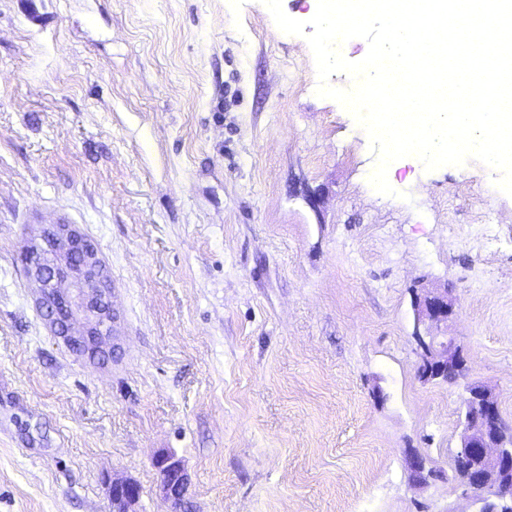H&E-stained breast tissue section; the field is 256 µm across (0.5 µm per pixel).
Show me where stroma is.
Instances as JSON below:
<instances>
[{
    "mask_svg": "<svg viewBox=\"0 0 512 512\" xmlns=\"http://www.w3.org/2000/svg\"><path fill=\"white\" fill-rule=\"evenodd\" d=\"M316 87L261 0H0V512H112V478L169 512L165 450L191 512H477L448 481L461 390L415 376L411 290L452 288L470 378L512 419V196L413 157L377 193ZM60 220L112 278L103 363L20 261ZM154 467L159 471L161 480L159 491L169 503L172 512H182L185 506L187 475L184 464L174 454L162 453L154 459Z\"/></svg>",
    "mask_w": 512,
    "mask_h": 512,
    "instance_id": "1",
    "label": "stroma"
}]
</instances>
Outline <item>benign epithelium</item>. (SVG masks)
<instances>
[{"label":"benign epithelium","mask_w":512,"mask_h":512,"mask_svg":"<svg viewBox=\"0 0 512 512\" xmlns=\"http://www.w3.org/2000/svg\"><path fill=\"white\" fill-rule=\"evenodd\" d=\"M21 261L38 285L36 303L50 325L56 329L64 322L62 335L106 354L116 315L110 277L95 245L73 224H49L23 248ZM412 308L418 380L436 381L451 368L463 390L457 462L475 471L476 480L457 486L479 505L478 512H512V423L501 416L495 388L467 381L464 347L448 332L457 312L453 290L422 283L414 289ZM154 467L161 476V496L172 512H183L184 464L175 455L162 453ZM110 495L113 512H130L141 489L130 479H114Z\"/></svg>","instance_id":"obj_1"}]
</instances>
